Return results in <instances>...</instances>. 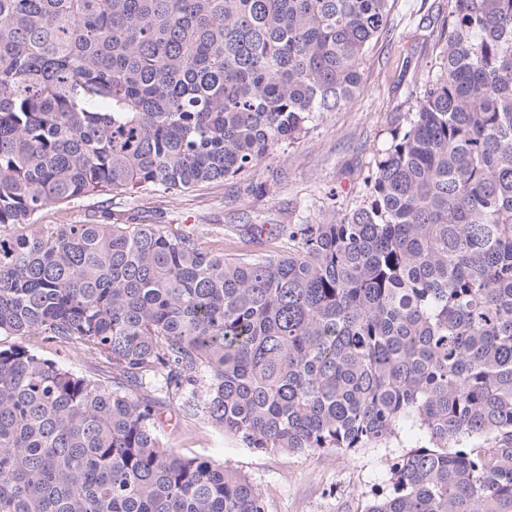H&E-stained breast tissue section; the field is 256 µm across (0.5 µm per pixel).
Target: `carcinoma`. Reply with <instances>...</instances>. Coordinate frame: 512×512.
<instances>
[{"label":"carcinoma","instance_id":"cac0c4a2","mask_svg":"<svg viewBox=\"0 0 512 512\" xmlns=\"http://www.w3.org/2000/svg\"><path fill=\"white\" fill-rule=\"evenodd\" d=\"M391 0H0V512H266L161 442L189 404L259 452L404 425L364 512H512V0H451L427 81L322 224H40L49 207L233 178L363 88ZM79 345L112 380L37 353Z\"/></svg>","mask_w":512,"mask_h":512}]
</instances>
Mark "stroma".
Listing matches in <instances>:
<instances>
[{
  "label": "stroma",
  "mask_w": 512,
  "mask_h": 512,
  "mask_svg": "<svg viewBox=\"0 0 512 512\" xmlns=\"http://www.w3.org/2000/svg\"><path fill=\"white\" fill-rule=\"evenodd\" d=\"M450 0H394L388 31L364 70V88L347 109L327 112L302 138L251 171L179 195L160 191L102 195L45 210L44 224H81L103 210L125 224L192 228L203 246L224 234V251L248 247L247 224L322 222L328 204L357 205L363 177L391 131L415 110V94L435 70ZM38 353L77 374L98 377L105 364L76 346L36 343ZM162 439L184 456L221 459L246 474L267 496V512H364L387 490L391 458L414 442L409 429L389 446L320 455L257 452L243 447L191 409H164Z\"/></svg>",
  "instance_id": "obj_1"
}]
</instances>
